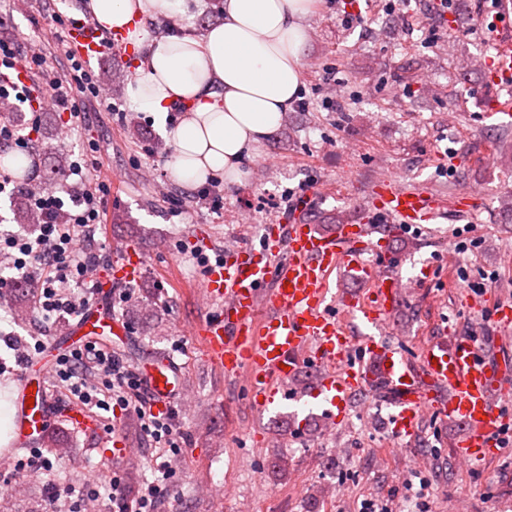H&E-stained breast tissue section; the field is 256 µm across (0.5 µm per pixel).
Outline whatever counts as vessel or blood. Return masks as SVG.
<instances>
[{"label": "vessel or blood", "instance_id": "1", "mask_svg": "<svg viewBox=\"0 0 512 512\" xmlns=\"http://www.w3.org/2000/svg\"><path fill=\"white\" fill-rule=\"evenodd\" d=\"M496 24L498 45L487 64L493 82L511 88L512 0H501ZM68 46L90 69L103 55L121 61L127 56L122 33L81 19L70 29ZM372 193L375 212L388 217L390 233L434 223L448 208L463 214L472 209L460 197L450 202L405 187L392 174L383 176ZM141 267V257L129 248L109 276L130 282ZM341 268L365 287L364 293L344 299V306L361 323L381 327L404 284L393 276L372 220L339 224L323 233L295 219L267 225L260 247L243 244L226 250L223 264L200 283L199 292L213 314L192 333L215 367L245 379L247 394L259 407L287 398L289 381L309 369L318 377L323 415L332 420L346 411L353 395L382 380L399 398L397 436H413L423 415L451 417L465 430L458 443L460 457L480 468L497 454L512 424L497 405L500 395L512 391L502 359L488 357L477 338L468 335L421 345L414 360L374 342L357 346L328 303L330 278ZM116 325L109 304L95 298L69 324L66 335L44 342L39 354L23 365L16 385L13 448L0 451V461L12 463L15 449L38 444L58 417L60 404L47 379L59 357L94 337L112 335ZM140 376L154 411L182 400V369L169 358L152 355L141 365Z\"/></svg>", "mask_w": 512, "mask_h": 512}]
</instances>
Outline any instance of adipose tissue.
Here are the masks:
<instances>
[{"mask_svg": "<svg viewBox=\"0 0 512 512\" xmlns=\"http://www.w3.org/2000/svg\"><path fill=\"white\" fill-rule=\"evenodd\" d=\"M182 0H89L101 28L122 32L140 54L127 88L151 113L173 155L169 167L187 188L223 174L241 183L251 158L282 125L302 88L314 0H223V20L201 36L152 31ZM177 104L186 113L169 123Z\"/></svg>", "mask_w": 512, "mask_h": 512, "instance_id": "adipose-tissue-1", "label": "adipose tissue"}]
</instances>
